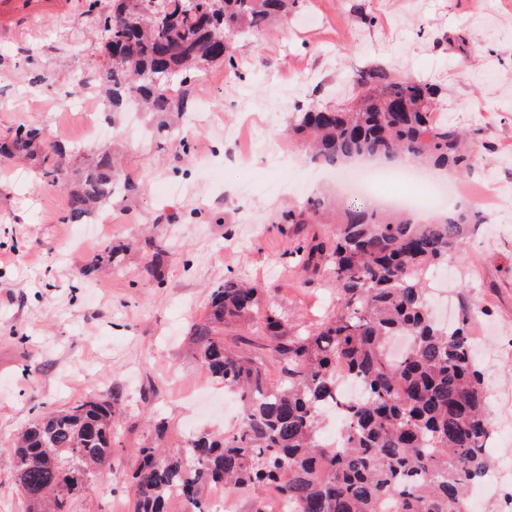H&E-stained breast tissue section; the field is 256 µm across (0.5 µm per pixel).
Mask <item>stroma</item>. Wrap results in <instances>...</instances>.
Returning <instances> with one entry per match:
<instances>
[{"instance_id": "35a3bbf8", "label": "stroma", "mask_w": 512, "mask_h": 512, "mask_svg": "<svg viewBox=\"0 0 512 512\" xmlns=\"http://www.w3.org/2000/svg\"><path fill=\"white\" fill-rule=\"evenodd\" d=\"M85 0H0V135L37 123L81 166L95 151L85 107H62L77 73L102 64ZM439 85V111L493 145L465 178L512 186V0H302L287 20L247 40L234 66L198 73L188 102L189 150L179 136L159 146L142 122L123 125L116 148L128 157L137 194L116 196L110 225L63 223L67 195L39 185L23 166L0 162V512H24L9 446L40 407L61 408L109 391L130 406L114 428L112 475L90 487L78 512H130L132 450L146 421L178 447L189 434H223L220 386L195 362L187 336L212 288L235 277L265 287L263 304L305 327L336 312L329 275L304 285L291 241L275 220L308 195H336L332 173L313 177L301 146L285 133L290 112L310 96L348 95L374 66ZM251 149L246 167L224 166L232 131ZM159 225V265L133 253L122 273L73 288L75 273L109 243ZM448 287L477 307L471 334L489 389L495 457L512 467V208L448 262Z\"/></svg>"}]
</instances>
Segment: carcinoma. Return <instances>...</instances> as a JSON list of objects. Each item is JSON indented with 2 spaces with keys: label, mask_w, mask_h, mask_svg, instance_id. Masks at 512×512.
Instances as JSON below:
<instances>
[{
  "label": "carcinoma",
  "mask_w": 512,
  "mask_h": 512,
  "mask_svg": "<svg viewBox=\"0 0 512 512\" xmlns=\"http://www.w3.org/2000/svg\"><path fill=\"white\" fill-rule=\"evenodd\" d=\"M86 0L101 36L105 63L96 91L116 113L139 100L166 142L184 115L194 73L213 63L234 65L239 43L288 17L301 0ZM438 88L395 76L381 66L359 76L350 98L334 105L298 106L288 137L314 158L340 165L354 158L404 157L434 173L467 176L474 169L471 137L436 124ZM48 133L22 124L0 138V158L24 159L42 184L68 196L63 220L82 224L112 201L121 179L112 149L100 148L77 169L46 149ZM336 221L329 236L313 234L294 250L301 272L328 273L336 283V315L298 331L288 316L262 306L265 289L227 278L210 293L208 314L189 327L196 360L241 404V426L216 438L189 435L161 446V431L134 449L131 512H169L180 494L198 507L222 485L256 498L273 491L286 512H469L467 491L495 467L494 428L482 371L467 324L443 326L433 317L420 272L448 266L487 223L477 206L423 220L362 204L332 205L311 195L282 213L279 224ZM123 244H108L76 278L103 268L124 269ZM238 326L269 342L279 378L267 361L224 342ZM395 336L409 338L400 356ZM343 376L367 387L364 400L344 406L342 448L320 441L323 412L338 403ZM117 392L38 414L13 448L16 486L25 512H72L81 476L102 485L110 473Z\"/></svg>",
  "instance_id": "cac0c4a2"
}]
</instances>
